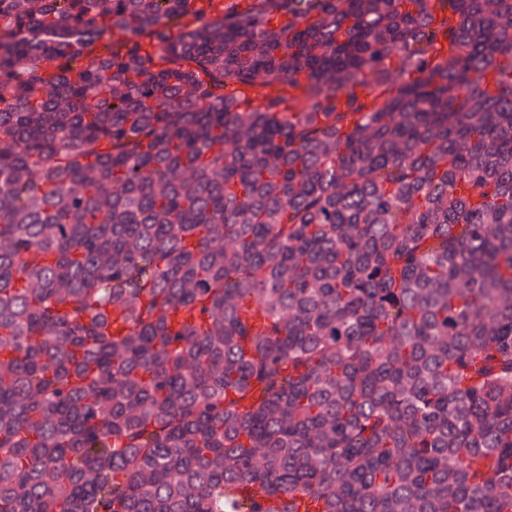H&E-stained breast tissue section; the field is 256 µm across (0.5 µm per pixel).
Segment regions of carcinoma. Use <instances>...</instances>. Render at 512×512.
Segmentation results:
<instances>
[{
  "instance_id": "obj_1",
  "label": "carcinoma",
  "mask_w": 512,
  "mask_h": 512,
  "mask_svg": "<svg viewBox=\"0 0 512 512\" xmlns=\"http://www.w3.org/2000/svg\"><path fill=\"white\" fill-rule=\"evenodd\" d=\"M213 2L0 0V512H512V0Z\"/></svg>"
}]
</instances>
